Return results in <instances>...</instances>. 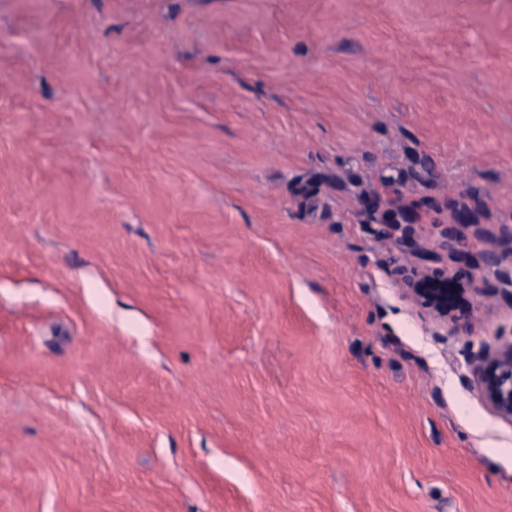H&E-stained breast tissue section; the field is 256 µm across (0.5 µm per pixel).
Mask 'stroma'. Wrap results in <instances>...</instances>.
I'll return each mask as SVG.
<instances>
[{"mask_svg": "<svg viewBox=\"0 0 512 512\" xmlns=\"http://www.w3.org/2000/svg\"><path fill=\"white\" fill-rule=\"evenodd\" d=\"M394 201L512 225V0H0V512H512Z\"/></svg>", "mask_w": 512, "mask_h": 512, "instance_id": "stroma-1", "label": "stroma"}]
</instances>
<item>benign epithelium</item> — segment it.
Returning a JSON list of instances; mask_svg holds the SVG:
<instances>
[{
    "label": "benign epithelium",
    "instance_id": "obj_1",
    "mask_svg": "<svg viewBox=\"0 0 512 512\" xmlns=\"http://www.w3.org/2000/svg\"><path fill=\"white\" fill-rule=\"evenodd\" d=\"M400 210L391 212L383 224L384 232L396 235L398 246L416 251L420 264L403 274L400 284L404 292L440 328L455 335H466L475 317L473 299L482 290L481 279L472 275L466 281L455 279L446 267H439L444 255L452 252L462 256V242L443 236L430 249H420L412 225L402 223ZM502 250L484 252L481 269L494 274L496 289L512 302V264L503 265L512 258V225L499 230ZM477 390L486 407L498 418L512 423V341L481 351L473 362Z\"/></svg>",
    "mask_w": 512,
    "mask_h": 512
}]
</instances>
